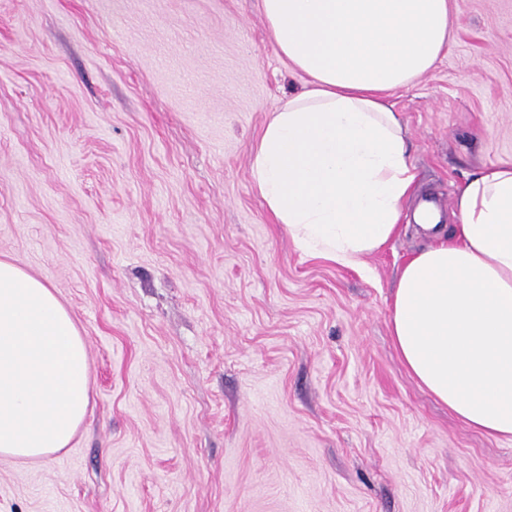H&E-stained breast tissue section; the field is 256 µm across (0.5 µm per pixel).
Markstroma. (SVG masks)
Returning <instances> with one entry per match:
<instances>
[{
	"label": "stroma",
	"mask_w": 512,
	"mask_h": 512,
	"mask_svg": "<svg viewBox=\"0 0 512 512\" xmlns=\"http://www.w3.org/2000/svg\"><path fill=\"white\" fill-rule=\"evenodd\" d=\"M260 2L0 0V259L90 365L69 446L0 458V512H512V440L389 331L417 200L512 162V0H450L449 51L390 91L417 192L362 271L297 249L251 179L305 83Z\"/></svg>",
	"instance_id": "1"
}]
</instances>
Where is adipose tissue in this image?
Returning <instances> with one entry per match:
<instances>
[{
  "label": "adipose tissue",
  "instance_id": "adipose-tissue-1",
  "mask_svg": "<svg viewBox=\"0 0 512 512\" xmlns=\"http://www.w3.org/2000/svg\"><path fill=\"white\" fill-rule=\"evenodd\" d=\"M303 91L272 113L251 178L295 246L364 268L416 186L391 90L453 41L450 0H261ZM455 224L403 265L390 331L411 375L467 426L512 439V163L456 188ZM89 395L86 344L44 282L0 260V456L66 447Z\"/></svg>",
  "mask_w": 512,
  "mask_h": 512
}]
</instances>
